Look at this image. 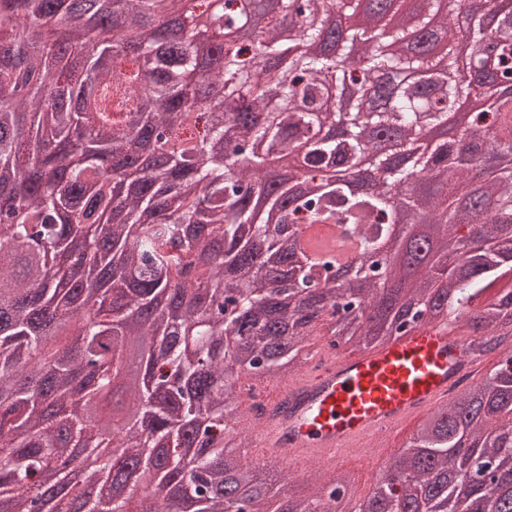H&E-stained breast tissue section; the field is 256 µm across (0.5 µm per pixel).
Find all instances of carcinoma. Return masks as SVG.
<instances>
[{
    "mask_svg": "<svg viewBox=\"0 0 512 512\" xmlns=\"http://www.w3.org/2000/svg\"><path fill=\"white\" fill-rule=\"evenodd\" d=\"M193 2L186 13L171 10L176 0H103L94 33L79 0H0V464L11 473L0 500L43 512L48 484L68 486L85 458L113 448L56 512H171L179 499L191 512H332L338 497L325 496L322 475L300 496L284 474L226 475L224 429L238 416L226 361L279 378L327 310L340 332L371 344L483 297V339L469 346L508 364L438 406L376 492L380 512H466L457 471L494 463L512 473V343L500 334L512 327V266L500 260L512 163L485 171L474 197L456 145L470 143L471 163L512 153V99L468 113L459 141L435 144L420 168L392 177L375 164L373 193L346 173L380 145L416 154L470 93L451 78L452 52L430 56L428 33H472L476 86L509 83L512 95V41L492 32L497 7L458 8L433 25L429 5L410 54L390 13L399 0H377L382 31L348 30L327 61L320 53L338 45L355 0H283L248 40L245 0ZM200 25L210 32L202 58L188 38ZM122 60L143 102L132 124L92 107L101 84L125 83ZM286 157L288 180L270 184L267 160ZM389 185L445 241L464 245V230L480 224L487 242L453 252L402 301L390 288L401 270L379 255L394 221ZM295 224L346 230L332 249L312 243L306 267L288 233ZM352 247L365 257L363 295L327 277ZM363 307L366 320L352 314ZM135 343L150 381L116 397Z\"/></svg>",
    "mask_w": 512,
    "mask_h": 512,
    "instance_id": "carcinoma-1",
    "label": "carcinoma"
}]
</instances>
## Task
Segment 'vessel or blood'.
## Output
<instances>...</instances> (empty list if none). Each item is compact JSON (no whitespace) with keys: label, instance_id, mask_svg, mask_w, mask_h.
<instances>
[{"label":"vessel or blood","instance_id":"b4317fda","mask_svg":"<svg viewBox=\"0 0 512 512\" xmlns=\"http://www.w3.org/2000/svg\"><path fill=\"white\" fill-rule=\"evenodd\" d=\"M471 353L446 324L420 322L379 346L334 356L284 382L258 436L268 458L330 457L378 440L445 400Z\"/></svg>","mask_w":512,"mask_h":512}]
</instances>
